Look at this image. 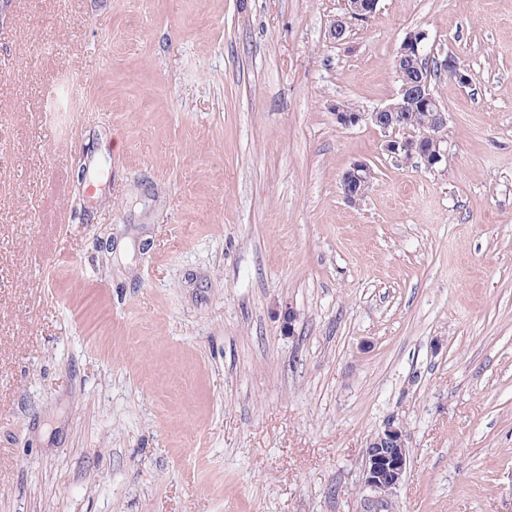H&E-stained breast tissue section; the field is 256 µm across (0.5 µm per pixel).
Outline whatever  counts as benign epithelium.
Segmentation results:
<instances>
[{
  "instance_id": "obj_1",
  "label": "benign epithelium",
  "mask_w": 512,
  "mask_h": 512,
  "mask_svg": "<svg viewBox=\"0 0 512 512\" xmlns=\"http://www.w3.org/2000/svg\"><path fill=\"white\" fill-rule=\"evenodd\" d=\"M348 15L363 19L372 15L378 0H345ZM428 33L416 30L407 34L396 54L398 90L391 102L373 109H359L342 101L333 105L336 123L344 128L369 125L383 134L382 151L393 158L420 160L434 170L448 160L446 139L439 131L448 124V111L430 89V79L411 78L410 63L419 64L428 58ZM440 68L448 77L469 82L466 70L454 55H447ZM373 171L364 161H356L343 173L341 190L351 204L367 194ZM410 455L403 424L392 419L375 432L365 449L361 486L367 491L366 512H395V496L403 481Z\"/></svg>"
}]
</instances>
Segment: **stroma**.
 <instances>
[{"label": "stroma", "mask_w": 512, "mask_h": 512, "mask_svg": "<svg viewBox=\"0 0 512 512\" xmlns=\"http://www.w3.org/2000/svg\"><path fill=\"white\" fill-rule=\"evenodd\" d=\"M344 14L0 0V512H364L392 418L397 512H512V0ZM418 29L433 172L331 111ZM372 176V168L365 161L352 163L341 178V190L344 198L351 204L360 202L366 196L367 190L370 189L371 184L368 185ZM403 424L388 420L368 440L361 486L367 491L366 511L395 512V496L410 455Z\"/></svg>", "instance_id": "stroma-1"}]
</instances>
